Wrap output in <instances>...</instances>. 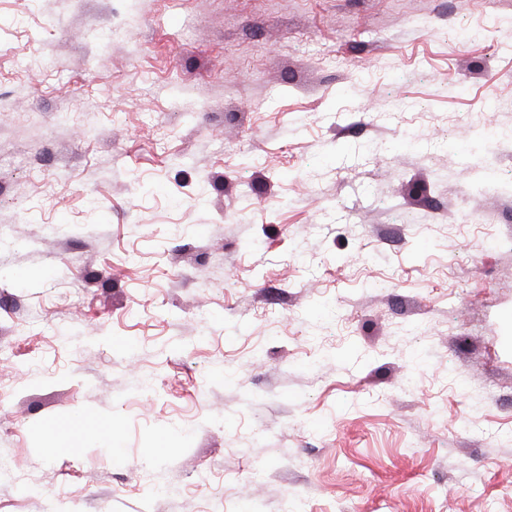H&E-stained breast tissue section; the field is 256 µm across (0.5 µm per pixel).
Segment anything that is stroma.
Returning a JSON list of instances; mask_svg holds the SVG:
<instances>
[{
    "label": "stroma",
    "mask_w": 512,
    "mask_h": 512,
    "mask_svg": "<svg viewBox=\"0 0 512 512\" xmlns=\"http://www.w3.org/2000/svg\"><path fill=\"white\" fill-rule=\"evenodd\" d=\"M506 137L512 0H0V512H512Z\"/></svg>",
    "instance_id": "stroma-1"
}]
</instances>
